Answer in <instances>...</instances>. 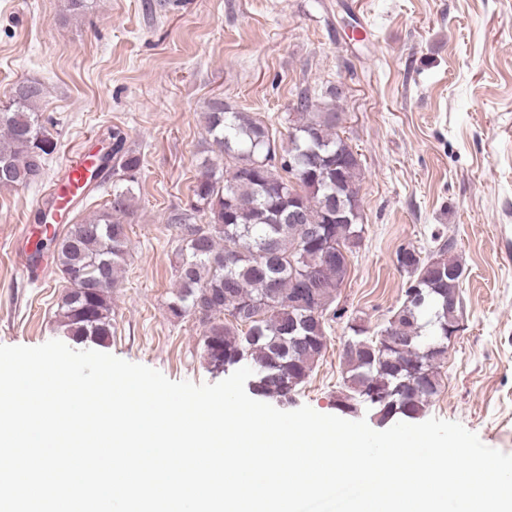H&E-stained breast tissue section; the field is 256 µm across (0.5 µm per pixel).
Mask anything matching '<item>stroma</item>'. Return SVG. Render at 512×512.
<instances>
[{
	"instance_id": "35a3bbf8",
	"label": "stroma",
	"mask_w": 512,
	"mask_h": 512,
	"mask_svg": "<svg viewBox=\"0 0 512 512\" xmlns=\"http://www.w3.org/2000/svg\"><path fill=\"white\" fill-rule=\"evenodd\" d=\"M145 3L90 0L77 15L68 0H0V101L16 81L40 84L57 143L42 182L0 189V345L63 339L66 283L48 251L38 279L24 277L32 245L16 234L64 165L119 126L142 169L102 350L173 381L225 379L204 360L200 324L167 310L177 238L166 218L207 154L206 103L250 113L281 140L298 87L324 103L341 82L365 234L325 354L287 408L336 414L352 318L384 324L408 280L397 251L429 254L440 236L465 271L466 329L424 416L512 454V0H169L157 13Z\"/></svg>"
}]
</instances>
